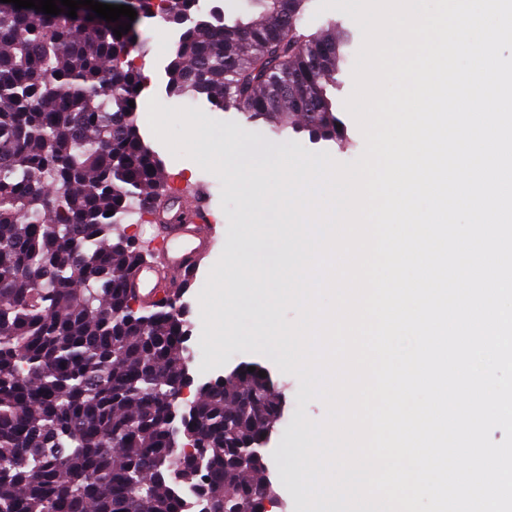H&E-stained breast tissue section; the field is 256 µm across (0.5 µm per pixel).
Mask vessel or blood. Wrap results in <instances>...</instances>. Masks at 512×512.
I'll use <instances>...</instances> for the list:
<instances>
[{
    "label": "vessel or blood",
    "mask_w": 512,
    "mask_h": 512,
    "mask_svg": "<svg viewBox=\"0 0 512 512\" xmlns=\"http://www.w3.org/2000/svg\"><path fill=\"white\" fill-rule=\"evenodd\" d=\"M176 209L182 214V221L160 225L152 242L165 255L168 270L176 280H191L198 271L199 255L212 240L211 235L200 232L201 226L208 222L207 202L202 194L188 193L178 197ZM132 283L137 293L149 300L159 299L164 292V281L147 264L136 269Z\"/></svg>",
    "instance_id": "b4317fda"
}]
</instances>
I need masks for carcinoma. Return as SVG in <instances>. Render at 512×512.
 Wrapping results in <instances>:
<instances>
[{
    "mask_svg": "<svg viewBox=\"0 0 512 512\" xmlns=\"http://www.w3.org/2000/svg\"><path fill=\"white\" fill-rule=\"evenodd\" d=\"M196 2L137 10L175 24ZM247 2L230 23L182 32L168 93L342 140L329 89L351 36L308 33L309 0ZM60 9L37 18L0 2V512H186L185 486L198 512L257 504L264 457L243 464L234 449L280 414L281 393L247 363L180 412L183 289L130 306V275L153 254L125 224L167 192L129 106L144 83L130 62L141 35Z\"/></svg>",
    "mask_w": 512,
    "mask_h": 512,
    "instance_id": "cac0c4a2",
    "label": "carcinoma"
}]
</instances>
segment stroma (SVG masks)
<instances>
[{
  "mask_svg": "<svg viewBox=\"0 0 512 512\" xmlns=\"http://www.w3.org/2000/svg\"><path fill=\"white\" fill-rule=\"evenodd\" d=\"M164 21L161 17H145L140 21V32L146 42V49L140 53L139 58L150 69L152 79L148 93L142 94L140 100L142 106L139 110L138 125L140 133L145 141L157 154L161 164V174L168 189H177L180 192L201 191L209 201L213 213L215 225V238L211 249L202 255L200 269L195 281L186 291L183 303L186 307V326L188 341L186 346L190 352L200 349L199 338L202 331L200 316V304L198 294L203 288L208 273L218 261L222 251L237 250L240 260L249 258V240L243 236L245 228L250 222L248 216L260 209L257 194L261 191V184L241 185L242 195L248 196V204H238L236 198H222L221 190L224 186L222 179L204 171L196 162L187 157L174 156L168 147L161 142L152 132L148 123L147 102L150 98H157L160 103L170 107L190 106L191 100L187 97L170 95L167 91V65L174 51L173 43L167 42L166 34L162 30ZM200 109L206 117L212 118L214 124L208 128L207 133L212 139L219 140L228 136L237 137L242 143L280 144L286 149H299L305 152L325 151L340 162H349L356 159L364 149L363 135L352 116L347 111H340L346 133L350 139L347 147H339L332 142L312 143L306 134L286 133L275 135L266 127L247 123L243 116L235 111L224 112L215 109L207 101H200ZM243 362H254L266 367L274 382L286 395V407L284 415L270 441L264 450L266 469L265 477L271 481L275 492L282 503L281 512H298L297 506L301 502L299 487L294 483H286L281 477L284 461L280 450L290 441V429L299 411H306L310 418L319 420L325 415V406L322 402L313 401L300 404L298 393L300 385L297 378L290 374L282 373L275 364L274 358L268 354H256L251 350L233 348L223 357L221 365L213 370H203L199 361L189 362V373L194 379L195 385L223 378L234 367Z\"/></svg>",
  "mask_w": 512,
  "mask_h": 512,
  "instance_id": "35a3bbf8",
  "label": "stroma"
}]
</instances>
